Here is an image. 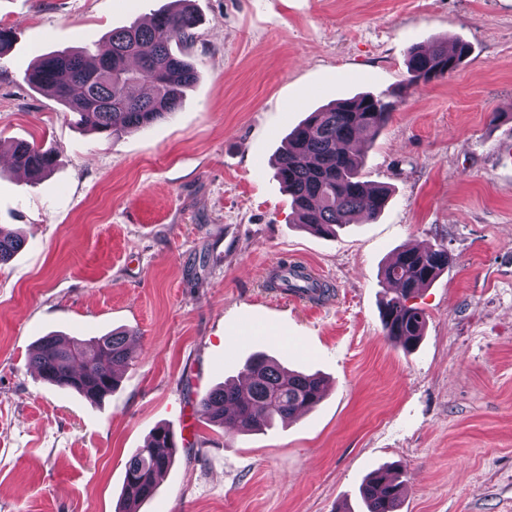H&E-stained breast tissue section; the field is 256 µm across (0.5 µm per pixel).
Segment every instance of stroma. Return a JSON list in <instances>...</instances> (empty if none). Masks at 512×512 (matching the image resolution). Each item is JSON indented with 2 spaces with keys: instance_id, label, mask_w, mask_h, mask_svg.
<instances>
[{
  "instance_id": "35a3bbf8",
  "label": "stroma",
  "mask_w": 512,
  "mask_h": 512,
  "mask_svg": "<svg viewBox=\"0 0 512 512\" xmlns=\"http://www.w3.org/2000/svg\"><path fill=\"white\" fill-rule=\"evenodd\" d=\"M172 0H0V512H117L125 464L151 431L183 440L138 512H362L373 469L398 466L399 512H512V0H192L176 50L197 81L153 126L101 136L31 87L39 55L105 46ZM466 42L451 77L409 84L411 46ZM400 102L356 146L391 190L376 220L333 236L298 225L274 176L310 112L358 94ZM23 140L51 150L31 179ZM445 245L415 302L418 346L382 329L381 270ZM332 290L268 288L283 260ZM136 332L118 389L94 405L44 382L38 340ZM264 351L320 373L312 411L252 434L198 401Z\"/></svg>"
}]
</instances>
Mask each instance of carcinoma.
Instances as JSON below:
<instances>
[{"mask_svg":"<svg viewBox=\"0 0 512 512\" xmlns=\"http://www.w3.org/2000/svg\"><path fill=\"white\" fill-rule=\"evenodd\" d=\"M191 0H174L175 8L160 13L148 24L116 28L103 54L84 50L44 55L26 73L25 81L59 101L77 117V123L100 135L144 129L171 116L182 104L183 90L196 79L194 66L172 53V40L193 38L197 18ZM470 53L459 42L453 49L442 43L410 48L409 83H428L457 71ZM396 102L386 95L364 94L310 113L288 134L279 154L275 175L291 197L298 223L319 235H333L350 224L357 213L368 218L385 208L389 191L361 176L360 156L343 150L349 142L373 139L388 121ZM13 156L38 178L53 165L51 153L34 144L18 142ZM23 240L0 230V265L22 248ZM452 263L448 248H403L383 269L392 295L382 305L385 337L406 351L421 339L424 311L411 304ZM270 288L322 301L330 296L326 284L304 267L283 262L268 282ZM133 334L113 331L74 343L59 336L42 339L30 365L46 382L77 392L97 404L117 389L116 368L131 360ZM242 376L247 384L226 383L205 393L200 411L208 420L230 424L241 432L258 431L276 419H292L313 408L323 397V380L314 374L290 371L258 354L249 358ZM175 446L170 430L156 427L143 447L135 449L125 467L122 506L118 512H136L151 499L158 478L170 466ZM403 483L400 472L381 468L371 472L360 487L365 512H397Z\"/></svg>","mask_w":512,"mask_h":512,"instance_id":"obj_1","label":"carcinoma"}]
</instances>
